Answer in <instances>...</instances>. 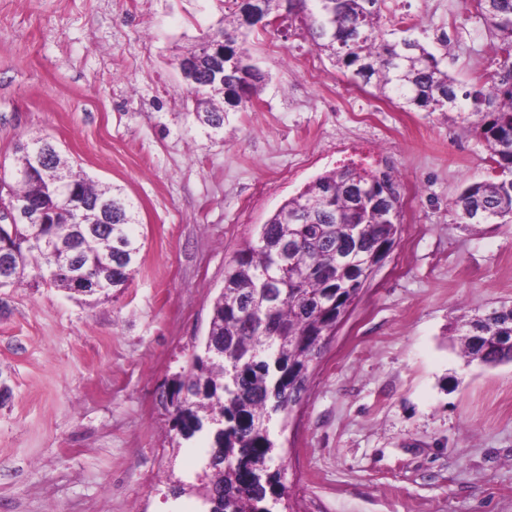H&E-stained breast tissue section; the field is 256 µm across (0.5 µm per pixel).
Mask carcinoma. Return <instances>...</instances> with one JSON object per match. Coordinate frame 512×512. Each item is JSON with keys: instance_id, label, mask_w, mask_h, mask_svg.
<instances>
[{"instance_id": "1", "label": "carcinoma", "mask_w": 512, "mask_h": 512, "mask_svg": "<svg viewBox=\"0 0 512 512\" xmlns=\"http://www.w3.org/2000/svg\"><path fill=\"white\" fill-rule=\"evenodd\" d=\"M475 3L501 61L487 81L465 91L420 40H385L384 0H262V8L269 19L288 12V26L305 30L317 51L376 96L425 112H458L486 141L496 164L494 176L468 185L454 201L460 220L510 224L512 0ZM247 37L239 4L194 50L204 54L210 40L224 39V86L190 89L194 115L215 131L224 129L228 108L248 107L265 81L257 66L247 80L238 75ZM35 157L33 150L15 159L33 169L30 179L0 176V203L38 195L49 211L46 224L0 225L6 287L31 279L70 291L69 266L110 290L126 287L141 251L133 203L61 158L43 170ZM386 189L396 190L387 171L342 167L320 175L286 200L225 266L204 355H193L166 395L175 438L204 434L216 449L215 462L203 466L196 482L174 481L179 493L206 506L222 492L224 512H271L264 503L280 484V472L272 471L271 422L288 415L305 391L310 366L369 278L371 253L394 248L400 212L392 201H376ZM99 200L111 202L112 223H96L92 204ZM474 206L484 218H470ZM458 332L466 364L512 361V345L501 341L512 336V306L467 320Z\"/></svg>"}]
</instances>
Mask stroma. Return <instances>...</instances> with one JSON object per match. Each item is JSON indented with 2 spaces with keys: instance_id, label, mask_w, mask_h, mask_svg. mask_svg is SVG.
<instances>
[{
  "instance_id": "stroma-1",
  "label": "stroma",
  "mask_w": 512,
  "mask_h": 512,
  "mask_svg": "<svg viewBox=\"0 0 512 512\" xmlns=\"http://www.w3.org/2000/svg\"><path fill=\"white\" fill-rule=\"evenodd\" d=\"M431 3L385 0L382 33L418 38L470 88L496 67L493 39L473 0ZM231 8L0 0V160L50 136L122 189L145 238L109 296L0 288V512H200L166 473L195 481L206 443L172 448L164 395L202 346L224 268L285 200L375 148L399 185L397 242L274 427V512H512V362L466 364L456 336L512 305V223L465 224L454 207L492 172L486 142L265 31L247 43L259 98L212 134L176 59Z\"/></svg>"
}]
</instances>
